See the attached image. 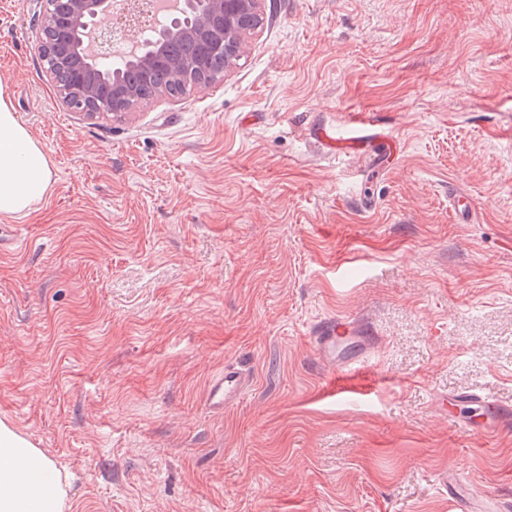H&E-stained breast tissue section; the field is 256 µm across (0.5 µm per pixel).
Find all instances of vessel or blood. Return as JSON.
Instances as JSON below:
<instances>
[{"label": "vessel or blood", "instance_id": "b4317fda", "mask_svg": "<svg viewBox=\"0 0 512 512\" xmlns=\"http://www.w3.org/2000/svg\"><path fill=\"white\" fill-rule=\"evenodd\" d=\"M355 128L348 137L339 139L327 132H320V140L328 147L345 153H359L362 138H370L379 145L389 144L382 122L377 115L365 113L355 116ZM311 343L319 357L335 373L352 369L359 363L370 345L368 337L358 335L357 325L347 318H331L321 323L315 330ZM250 386L249 374L235 362L224 365L223 373L212 378L206 390V402L215 411H224L234 405ZM457 405L485 403L488 412L485 419L473 425L474 433L481 434L492 428L512 423V408L495 402H483L474 393L453 395ZM440 487L446 489L448 498L458 512H504L500 499L477 488H462L454 474H443Z\"/></svg>", "mask_w": 512, "mask_h": 512}]
</instances>
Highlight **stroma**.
Masks as SVG:
<instances>
[{"label": "stroma", "instance_id": "stroma-1", "mask_svg": "<svg viewBox=\"0 0 512 512\" xmlns=\"http://www.w3.org/2000/svg\"><path fill=\"white\" fill-rule=\"evenodd\" d=\"M39 11L0 0V88L53 170L0 216V419L73 512H454L447 470L512 507V427L441 406H512V0H264L221 79L97 119L59 101ZM368 112L396 156L325 153ZM329 317L376 338L333 400ZM228 362L253 384L219 413ZM451 401L457 405L481 404L487 407L488 412L485 419L479 424L466 422L467 426L476 434H482L489 429L510 425L512 419V408L503 406L496 402L487 401L474 393H462L452 396Z\"/></svg>", "mask_w": 512, "mask_h": 512}]
</instances>
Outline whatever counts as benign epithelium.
<instances>
[{
    "label": "benign epithelium",
    "instance_id": "7a95c632",
    "mask_svg": "<svg viewBox=\"0 0 512 512\" xmlns=\"http://www.w3.org/2000/svg\"><path fill=\"white\" fill-rule=\"evenodd\" d=\"M263 0H201L204 12L194 28L185 27L178 16L185 13L191 0H174L168 6L172 26L160 38L147 45L142 42L139 24V6L136 0L125 4V15L112 21L113 0H42L43 31L59 22L70 30L75 46L55 48L41 42L49 71H54L62 57L68 58L70 79L61 82L56 91L62 101L89 117L119 115L132 104L119 78L104 74L98 63L114 56V49L132 44L127 55L134 64L149 68L156 64L166 66L170 74L179 77L191 68L188 60L170 53L169 46L181 38H199L207 41L213 50L224 55L225 69H230L244 52L248 35L255 31L250 24L252 16L262 12Z\"/></svg>",
    "mask_w": 512,
    "mask_h": 512
}]
</instances>
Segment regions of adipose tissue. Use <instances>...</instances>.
<instances>
[{
  "mask_svg": "<svg viewBox=\"0 0 512 512\" xmlns=\"http://www.w3.org/2000/svg\"><path fill=\"white\" fill-rule=\"evenodd\" d=\"M50 185L46 155L0 92V216L26 215ZM0 512H72L66 475L42 449L3 420Z\"/></svg>",
  "mask_w": 512,
  "mask_h": 512,
  "instance_id": "obj_1",
  "label": "adipose tissue"
}]
</instances>
